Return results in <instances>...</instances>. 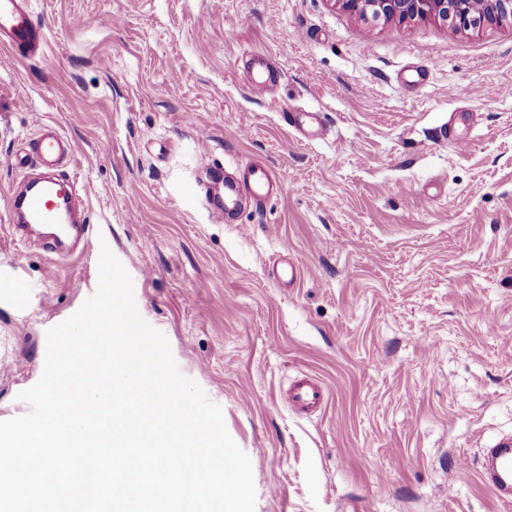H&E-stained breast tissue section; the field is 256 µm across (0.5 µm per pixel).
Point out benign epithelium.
Returning a JSON list of instances; mask_svg holds the SVG:
<instances>
[{
    "instance_id": "1",
    "label": "benign epithelium",
    "mask_w": 512,
    "mask_h": 512,
    "mask_svg": "<svg viewBox=\"0 0 512 512\" xmlns=\"http://www.w3.org/2000/svg\"><path fill=\"white\" fill-rule=\"evenodd\" d=\"M335 4L364 20H437L457 32L512 21V0H485L480 15L468 9L466 0H335Z\"/></svg>"
}]
</instances>
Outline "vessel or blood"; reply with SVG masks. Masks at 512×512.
Masks as SVG:
<instances>
[{"instance_id":"vessel-or-blood-1","label":"vessel or blood","mask_w":512,"mask_h":512,"mask_svg":"<svg viewBox=\"0 0 512 512\" xmlns=\"http://www.w3.org/2000/svg\"><path fill=\"white\" fill-rule=\"evenodd\" d=\"M42 37L41 27L26 10L23 0H0V44L37 50ZM78 146L60 131L48 128L33 145L40 166L53 167L66 155L76 154ZM247 179L224 182V215L233 217L243 202L259 208L273 196L275 178L261 162L246 167ZM76 197L74 181L53 178L38 181L36 190L16 195L11 207L26 224L67 225L72 218V202ZM327 389L315 375L303 374L288 388L289 410L308 414L322 410L327 402ZM485 476L503 502L512 501V437L501 439L488 451Z\"/></svg>"}]
</instances>
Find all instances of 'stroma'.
I'll return each mask as SVG.
<instances>
[{"instance_id": "35a3bbf8", "label": "stroma", "mask_w": 512, "mask_h": 512, "mask_svg": "<svg viewBox=\"0 0 512 512\" xmlns=\"http://www.w3.org/2000/svg\"><path fill=\"white\" fill-rule=\"evenodd\" d=\"M39 55L0 45V420L29 412L49 329L102 247L250 457L255 512H512L480 480L512 434V23L363 21L332 0H30ZM276 68L251 90L253 55ZM465 88L458 98L457 88ZM315 114L320 136L288 123ZM79 145L89 238L11 235L16 159ZM252 161L280 190L214 217ZM304 270L281 285L274 265ZM328 407L289 410L298 375ZM78 146L54 128H46L33 144V153L42 167H54L65 155H75Z\"/></svg>"}]
</instances>
